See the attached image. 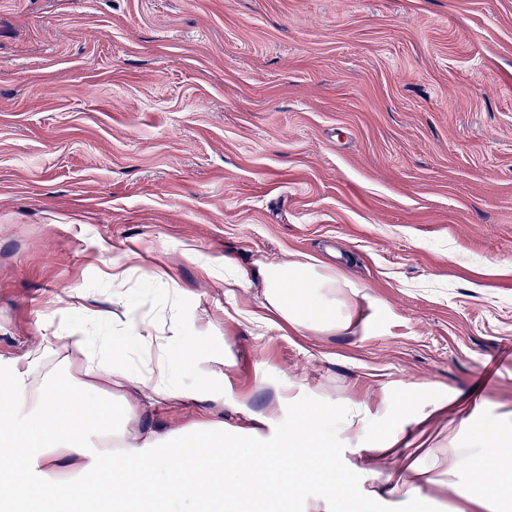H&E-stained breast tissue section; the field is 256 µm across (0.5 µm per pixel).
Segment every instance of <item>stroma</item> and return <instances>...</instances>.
I'll list each match as a JSON object with an SVG mask.
<instances>
[{
	"label": "stroma",
	"mask_w": 512,
	"mask_h": 512,
	"mask_svg": "<svg viewBox=\"0 0 512 512\" xmlns=\"http://www.w3.org/2000/svg\"><path fill=\"white\" fill-rule=\"evenodd\" d=\"M189 250L328 262L357 320H260ZM171 299L215 348L185 381L221 369L224 402L145 406L143 438L220 422L259 447L289 401L356 407L405 429L365 460L337 437L360 497L407 441L447 447L449 392L512 410V0H0V372L46 346L82 383L86 311Z\"/></svg>",
	"instance_id": "obj_1"
}]
</instances>
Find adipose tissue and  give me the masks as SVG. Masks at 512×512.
<instances>
[{
  "label": "adipose tissue",
  "mask_w": 512,
  "mask_h": 512,
  "mask_svg": "<svg viewBox=\"0 0 512 512\" xmlns=\"http://www.w3.org/2000/svg\"><path fill=\"white\" fill-rule=\"evenodd\" d=\"M224 285L260 288L263 310L299 331H342L354 319L340 299L343 281L323 264L264 260L244 270L228 258ZM149 326L146 320L120 322L126 342L108 356L92 351L86 327L70 330L67 339L83 356L87 376L78 386L39 382V351L27 354L26 371L0 375V512H287L310 482L327 488L324 512H372L384 493L431 512L423 493L431 468L419 457L406 459L382 491L361 498L345 493L335 430L349 433L365 454L392 447L405 434L400 428L377 438L366 418L351 411L328 419L293 402L290 426L266 448L249 447L225 435L223 424L210 423L158 436L156 449H148L134 427L136 403L107 402L93 381L131 387L148 403L224 400L222 376L185 383L168 354L173 339L187 354L201 355L196 327L151 337ZM467 423L469 451L461 450L458 435L448 438V471L467 476L458 495L472 512H512V473L486 480L512 446V411L472 414ZM60 461L78 464L77 477L44 478L45 464Z\"/></svg>",
  "instance_id": "adipose-tissue-1"
}]
</instances>
